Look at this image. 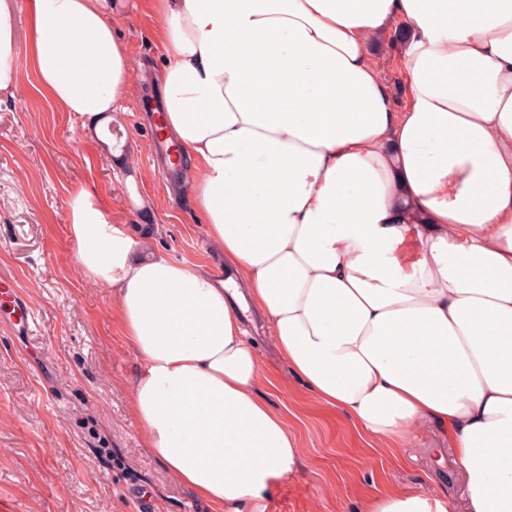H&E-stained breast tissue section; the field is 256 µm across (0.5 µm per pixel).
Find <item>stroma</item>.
I'll return each mask as SVG.
<instances>
[{
	"instance_id": "obj_1",
	"label": "stroma",
	"mask_w": 512,
	"mask_h": 512,
	"mask_svg": "<svg viewBox=\"0 0 512 512\" xmlns=\"http://www.w3.org/2000/svg\"><path fill=\"white\" fill-rule=\"evenodd\" d=\"M107 19L139 63L136 89L109 119L86 123L35 88L24 0H0L19 46L18 85L0 96V281L18 288L36 314L0 298V512H210L144 448L130 403L141 362L112 313L110 287L75 263L70 203L88 191L113 224L143 241L146 255L219 272L204 219L150 161V105L163 92L159 21L148 0H110ZM403 38L383 36L376 65L395 105L405 99ZM261 356L255 392L281 412L305 458L301 476L278 486L267 512H360L364 498L392 488L451 500L463 492L448 441L431 426L413 457L398 461L319 403L272 349L268 328L249 314Z\"/></svg>"
}]
</instances>
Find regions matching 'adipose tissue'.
Returning a JSON list of instances; mask_svg holds the SVG:
<instances>
[{
  "mask_svg": "<svg viewBox=\"0 0 512 512\" xmlns=\"http://www.w3.org/2000/svg\"><path fill=\"white\" fill-rule=\"evenodd\" d=\"M183 186L233 285L156 255L71 200L82 271L111 287L142 368L145 448L214 512H265L304 458L254 388L242 328L322 403L402 447L437 426L461 504L394 488L362 512H512V0H151ZM36 87L88 121L116 111L134 64L107 0H26ZM408 33L405 103L375 63ZM0 10V95L18 79Z\"/></svg>",
  "mask_w": 512,
  "mask_h": 512,
  "instance_id": "ef3b65f1",
  "label": "adipose tissue"
}]
</instances>
